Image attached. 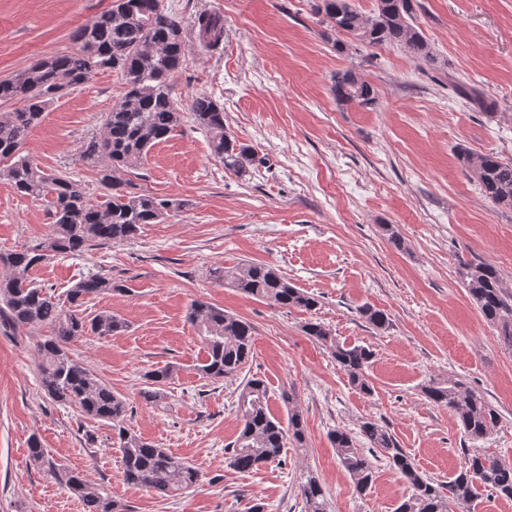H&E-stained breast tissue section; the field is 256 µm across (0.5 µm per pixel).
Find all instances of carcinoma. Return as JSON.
<instances>
[{"label": "carcinoma", "mask_w": 512, "mask_h": 512, "mask_svg": "<svg viewBox=\"0 0 512 512\" xmlns=\"http://www.w3.org/2000/svg\"><path fill=\"white\" fill-rule=\"evenodd\" d=\"M314 14L328 24L323 32L346 33L371 46L397 45L414 60L429 62L433 54L414 22L415 0H377L372 14L361 12L354 0H315ZM197 37L209 49L224 41V20L217 14L197 16ZM76 49L39 58L20 70L22 78L0 80V102L17 107L0 113V179L17 192L33 198H50L52 224L46 237L31 246L0 254L6 273L0 277V322L18 330L30 326L48 329L36 345L42 390L50 400L78 406L88 418L117 432V444L127 483L159 496H176L200 483L203 473L193 463L168 449L144 440L125 426L129 412L126 398L112 392L96 373L70 352L68 344L92 333L112 336L124 330L120 317L101 312L91 320L80 307L92 296L128 291L108 277L90 275L67 292L63 305L30 280L32 269L55 254L81 253L95 246L120 244L139 234L144 224H158L183 203L135 190L134 184L115 173L140 169L149 150L167 139L182 122L183 110L171 95V83L181 68L186 42L181 21L164 11L161 0H113L110 9L91 23L76 29ZM109 71L121 78L126 92L103 117L99 135L84 142L80 158L99 167L101 201L92 204L81 183L65 172L45 171L33 164L22 147L28 132L47 108L65 91L87 82L98 72ZM336 100L369 106L375 102L374 87L353 70L333 76ZM457 93L474 108L489 111L494 102L475 88L458 83ZM193 121L210 135L211 151L224 169L245 178L265 164V157L251 145L238 141L224 125V107L208 95L193 97L187 106ZM460 161L476 180L484 197L495 205L512 206V163L492 153L463 152ZM458 276L482 316L496 326L503 344L512 348V292L503 288L499 270L488 263L459 262ZM210 276L240 293L280 308L307 313L318 299L297 287L267 264L244 261L234 267H215ZM360 318L377 329L388 325L380 309L363 305ZM188 321L201 339L205 357L195 365L197 373L215 383L242 371L254 342L253 326L208 302L191 305ZM304 333L320 343L348 375L351 384L370 395L373 387L366 370L373 352L361 345L336 340L330 329L308 320ZM179 367L169 363L147 374L149 387L142 397L156 403L164 397V386ZM426 399L454 413L469 439L488 436L500 423V413L464 382L433 378L424 388ZM281 399L288 410V428L272 415L267 383L256 377L242 383L235 408L240 422L236 439L224 453L228 465L238 471L255 470L280 460L287 442L303 444L304 421L291 394ZM359 434L371 448H378L413 487L396 512H451V506L470 503L479 489L512 498V463L485 454L465 458L459 474L446 484L434 485L417 469L405 449L385 427L372 420L361 422ZM340 463L360 492L369 489L375 470L372 460L355 446L346 430L330 433ZM30 458L56 475L60 484L76 497L84 512H126L127 506L103 494L83 474L57 467L37 435L28 441ZM299 493L307 512H326L320 480L309 473L299 482Z\"/></svg>", "instance_id": "1"}]
</instances>
